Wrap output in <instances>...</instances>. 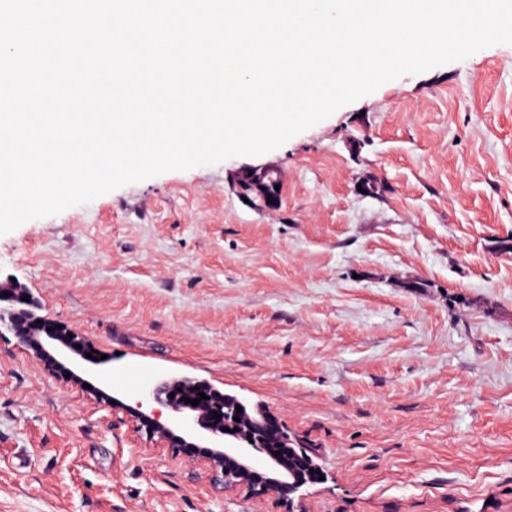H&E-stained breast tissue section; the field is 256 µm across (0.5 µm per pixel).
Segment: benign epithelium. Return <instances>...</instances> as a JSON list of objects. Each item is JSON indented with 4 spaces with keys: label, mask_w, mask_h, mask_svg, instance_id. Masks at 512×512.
<instances>
[{
    "label": "benign epithelium",
    "mask_w": 512,
    "mask_h": 512,
    "mask_svg": "<svg viewBox=\"0 0 512 512\" xmlns=\"http://www.w3.org/2000/svg\"><path fill=\"white\" fill-rule=\"evenodd\" d=\"M10 295L0 300V337L16 339L30 357L48 374L83 388L85 379L74 371H61L55 352L65 350L82 356L88 339L76 328L41 314L42 305L27 288L12 281ZM29 301H24V298ZM206 398L193 406L187 400ZM86 393L97 402L112 405L113 414H121L157 448H197L194 461L204 465L214 485L225 492H245L257 498H272L285 512H304L302 491L307 481L299 475L302 468L320 477L325 475L318 458L302 446L301 441L277 424L269 413L257 409L249 412L236 396L226 394L209 384L192 378L161 379L135 405L108 398L96 386ZM242 412H237L236 407ZM179 415L184 430L177 432L163 410ZM221 417H214V413ZM240 421H234V418ZM290 452L275 455L273 449ZM266 455L274 468L262 473L248 460L250 452Z\"/></svg>",
    "instance_id": "obj_1"
}]
</instances>
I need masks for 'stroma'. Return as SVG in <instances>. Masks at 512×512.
Here are the masks:
<instances>
[{
  "instance_id": "obj_1",
  "label": "stroma",
  "mask_w": 512,
  "mask_h": 512,
  "mask_svg": "<svg viewBox=\"0 0 512 512\" xmlns=\"http://www.w3.org/2000/svg\"><path fill=\"white\" fill-rule=\"evenodd\" d=\"M261 168L271 208L238 192ZM11 278L88 337L98 360L63 362L111 396L190 377L269 410L327 474L306 512H512V45L27 221L0 235ZM0 512L281 507L215 489L6 336Z\"/></svg>"
}]
</instances>
